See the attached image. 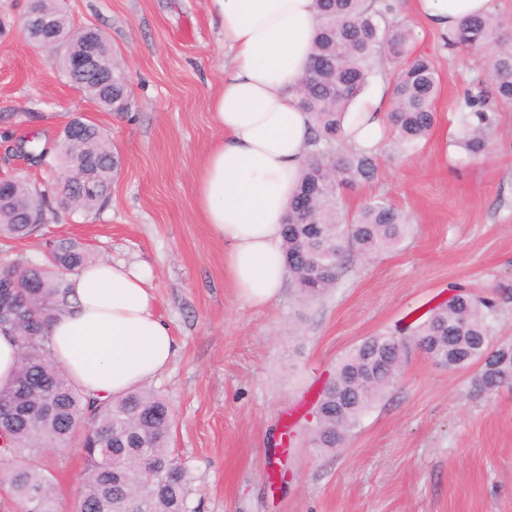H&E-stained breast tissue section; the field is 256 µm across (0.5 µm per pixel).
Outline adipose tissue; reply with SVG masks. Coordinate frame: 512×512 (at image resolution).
Segmentation results:
<instances>
[{"instance_id": "ef3b65f1", "label": "adipose tissue", "mask_w": 512, "mask_h": 512, "mask_svg": "<svg viewBox=\"0 0 512 512\" xmlns=\"http://www.w3.org/2000/svg\"><path fill=\"white\" fill-rule=\"evenodd\" d=\"M314 0H209L230 56L224 81L208 101L222 132L196 176L204 223L228 246L224 266L238 298L269 305L288 274L282 224L310 150L311 118L295 90L313 52ZM421 26L454 36L463 21L493 9V0H411ZM388 115L371 99L344 124L348 145L377 150ZM75 301L50 325L53 358L84 393L126 394L162 372L177 345L155 310L145 273L100 262L69 274Z\"/></svg>"}]
</instances>
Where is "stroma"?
Here are the masks:
<instances>
[{
    "instance_id": "1",
    "label": "stroma",
    "mask_w": 512,
    "mask_h": 512,
    "mask_svg": "<svg viewBox=\"0 0 512 512\" xmlns=\"http://www.w3.org/2000/svg\"><path fill=\"white\" fill-rule=\"evenodd\" d=\"M392 2L416 31L414 52L440 76L437 120L417 148L384 144L378 179L347 191L345 204L353 214L385 198L411 233L393 252L355 260L321 300L303 301L289 279L257 308L237 298L227 247L197 215L196 174L220 135L207 102L225 62L209 0H61L75 27H98L125 60V112L101 108L23 41L29 0H0V176L55 187L57 173L26 161L18 146L54 151L76 113L121 160L98 211L57 210L6 256L37 259L50 241L69 238L148 270L178 349L146 386L171 405L168 446L193 469L199 512H512V388L474 391L477 365L451 369L409 347L396 382L341 448L307 443L305 413L361 341L403 335L453 288L512 289V105L497 114L491 154L466 157L460 97L487 80L486 59L420 31L410 0ZM38 459L52 473L57 512H76L85 472L78 442Z\"/></svg>"
}]
</instances>
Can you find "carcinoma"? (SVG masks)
Instances as JSON below:
<instances>
[{"mask_svg":"<svg viewBox=\"0 0 512 512\" xmlns=\"http://www.w3.org/2000/svg\"><path fill=\"white\" fill-rule=\"evenodd\" d=\"M37 7L58 27L71 31L69 17L56 0ZM319 27L314 52L299 91V106L313 115L311 151L304 159L299 189L283 227L288 271L301 298L314 301L336 284L355 256L394 250L407 229L406 215L384 199H372L351 216L344 206L346 190L379 175L375 153L346 145L343 126L352 102L369 82L377 61L394 64L392 109L388 114L393 141L418 146L436 122L434 101L439 76L429 60L412 52L414 32L395 16V6L376 0H315ZM512 25L495 13L469 17L448 38L452 47L487 55L492 68L490 89L464 93L462 136L467 154H489L496 126L492 102L512 103ZM69 82L103 104V90L88 81ZM112 144L98 127L72 150L46 158L50 166H67L70 179L54 200L14 177L11 195L0 201V239H23L36 233L28 223L33 212L57 206L78 212L98 210L111 195L118 171ZM96 261L84 244L55 242L44 261L0 267V283L18 312L7 325L16 338L20 368L0 387V448L20 454L9 474L22 512H55L54 486L45 465L33 456L43 448L67 444L83 428L81 447L87 467L80 505L85 512H194L190 507L193 477L186 463L168 448L172 413L167 401L151 390L102 400L85 395L55 365L48 332L50 322L70 305L66 275ZM497 307L457 289L424 320L410 328L416 345L450 368L479 365L474 386L483 392L512 387V343L497 346L488 334V319ZM405 346L392 336H371L358 345L324 385L314 410L308 442L322 451L342 447L363 413L393 384Z\"/></svg>","mask_w":512,"mask_h":512,"instance_id":"carcinoma-1","label":"carcinoma"}]
</instances>
